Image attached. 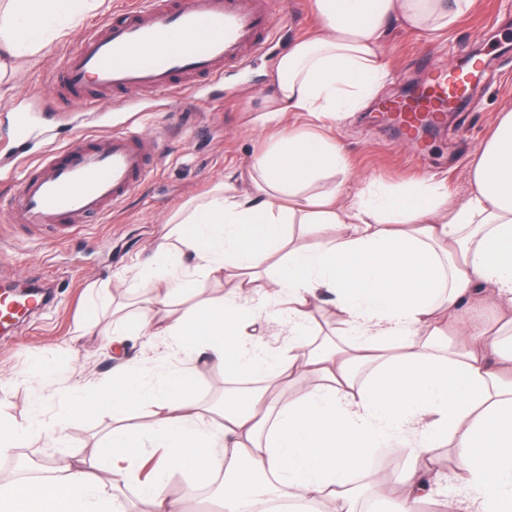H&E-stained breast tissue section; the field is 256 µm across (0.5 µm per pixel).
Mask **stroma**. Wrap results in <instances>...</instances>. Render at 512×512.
I'll return each instance as SVG.
<instances>
[{
  "instance_id": "obj_1",
  "label": "stroma",
  "mask_w": 512,
  "mask_h": 512,
  "mask_svg": "<svg viewBox=\"0 0 512 512\" xmlns=\"http://www.w3.org/2000/svg\"><path fill=\"white\" fill-rule=\"evenodd\" d=\"M127 2L107 0L76 31L37 54L23 56L4 77L11 92L0 99V283L58 281L50 308L20 322L12 335H0V416L20 425L36 415L49 418L55 411V400L40 395L45 366L56 368L67 385L94 383L110 374L112 298L122 293L123 281L149 256L168 219L183 204L206 195L227 177L238 187L250 186L254 157L279 133H316L342 147L352 176L337 193L340 204L372 181L395 188L442 180L460 198L470 190L478 150L502 113L512 111V0H478L475 10L445 30L393 29L384 45L389 80L364 109L333 119L291 114L271 121L263 110L274 60L291 41L315 33L319 26L313 0H277L278 31L265 50L245 66L226 68L222 81H203L182 93L179 107L148 94L139 95L134 112L111 94L93 112L58 104L52 83L63 56L76 47L87 27L111 17ZM476 48L495 64L469 105L431 139L415 143L369 121V114L392 101L404 78L426 74L431 64L452 66ZM21 112L37 113L41 128L22 157L13 150L14 122ZM131 123L160 145L152 172L134 196L104 220L81 225L69 242L45 235L14 236L7 197L23 176L25 159L38 158L48 142H65L75 129L105 136ZM111 425L108 410L88 407L77 413L64 436L30 442L29 449L51 463L88 458L103 450ZM406 464L405 457H391L383 448L369 455L366 466L388 500L398 498V477ZM387 502L375 503L374 512H387Z\"/></svg>"
}]
</instances>
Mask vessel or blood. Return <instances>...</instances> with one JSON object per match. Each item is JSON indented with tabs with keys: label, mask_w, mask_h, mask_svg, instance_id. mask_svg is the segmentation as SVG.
Instances as JSON below:
<instances>
[{
	"label": "vessel or blood",
	"mask_w": 512,
	"mask_h": 512,
	"mask_svg": "<svg viewBox=\"0 0 512 512\" xmlns=\"http://www.w3.org/2000/svg\"><path fill=\"white\" fill-rule=\"evenodd\" d=\"M275 30L270 0H141L84 33L57 70L56 95L88 111L115 91L173 97L199 80L223 79L225 67L245 65ZM426 89L415 104L392 105L406 133L428 114L444 111L466 92L467 82L442 72ZM157 153V143L129 126L103 144L77 135L27 168L8 200L11 221L26 231L52 227L65 240L78 224L103 218L133 193ZM49 299L47 285L38 284L35 294L0 304V320L20 306L39 313Z\"/></svg>",
	"instance_id": "vessel-or-blood-1"
}]
</instances>
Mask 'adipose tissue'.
I'll use <instances>...</instances> for the list:
<instances>
[{
    "instance_id": "obj_1",
    "label": "adipose tissue",
    "mask_w": 512,
    "mask_h": 512,
    "mask_svg": "<svg viewBox=\"0 0 512 512\" xmlns=\"http://www.w3.org/2000/svg\"><path fill=\"white\" fill-rule=\"evenodd\" d=\"M103 0H9L0 8V74L79 26ZM475 0H315L321 32L293 41L271 73L267 112H353L389 75L391 27L445 29ZM252 188L222 181L181 207L156 240L161 262L131 276L134 302L112 305V347L138 355L102 382L60 386V405L26 427L0 419V455L67 429L78 408L112 412L107 448L43 482L0 487V512H122L113 490L136 476L148 449L153 475L137 481L152 512H183L171 471L222 474L221 512H357L355 479L375 484L368 451L407 454L391 512H416L448 450L454 494L439 512H512V113L476 155L471 189L451 201L440 182L394 190L376 183L350 203L315 192L350 180L329 139L281 136L252 164ZM206 278L229 290L199 297ZM497 299L486 319L483 292ZM346 330L319 338L321 294ZM277 322L283 342L256 344L250 326ZM163 373L152 381L153 367ZM245 387L241 407L193 399L199 367ZM150 412L132 424V408Z\"/></svg>"
}]
</instances>
